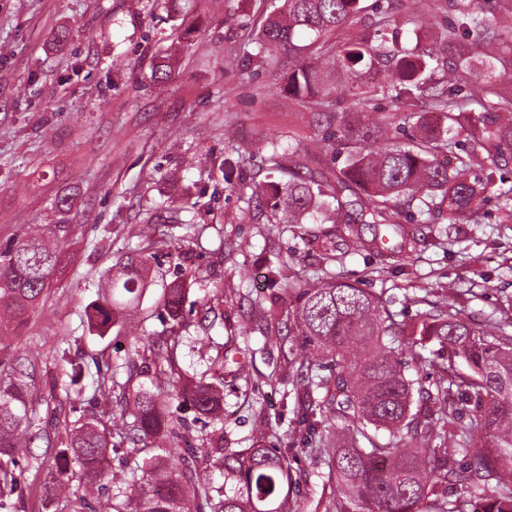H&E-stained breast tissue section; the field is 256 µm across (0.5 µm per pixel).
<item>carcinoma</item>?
<instances>
[{
  "instance_id": "obj_1",
  "label": "carcinoma",
  "mask_w": 512,
  "mask_h": 512,
  "mask_svg": "<svg viewBox=\"0 0 512 512\" xmlns=\"http://www.w3.org/2000/svg\"><path fill=\"white\" fill-rule=\"evenodd\" d=\"M454 18L438 38L454 50L455 62L436 79L429 51L388 45L384 22L374 32L341 45L337 34L361 13V0H283L280 9L258 35L257 55L288 52L297 63L288 69L287 90L300 104L332 106L331 95L343 91L360 95L363 73L388 65L391 79L380 92L406 108L403 121H414L416 136L407 146L374 144L389 138L390 123L375 122L353 108L326 112L336 128V141L346 149L343 167L331 173L313 169L307 155L289 143H271L266 161L279 167L280 151L296 157L288 180L270 183L259 194L280 213L281 224L309 220L372 228L371 243L393 254L408 247L393 213L430 224L442 214L448 222L466 218L480 223L488 187L495 188L502 220L512 223V181L494 174L509 165L512 152V101L497 99L493 86L479 97H462L458 82L471 76L475 64L489 70L500 54H512V24L491 25L480 0H448ZM480 33L476 44L459 45L462 33ZM444 82L438 93L430 85ZM430 98L432 110L443 116L435 124L415 112L417 100ZM73 200H55L58 221L47 225L59 237L66 230ZM60 250L42 237L25 238L0 249V346L27 323L43 302L59 271ZM156 255L133 249L116 264L97 298L88 302L80 324L103 339L117 327L125 332L131 352L140 355L146 318L138 315ZM278 292L256 303L267 325L268 339H281L283 320L303 337V348L292 353L296 367L295 399L306 409L309 454L324 469V485L331 487L324 512H512V301L480 319L448 303L440 292L423 288L408 295L418 306L419 335L448 347L438 364L434 387L425 388L410 370L435 364L425 345L406 348L403 335L383 295L358 286L328 282L322 277L301 286L280 268L273 273ZM301 292V302L289 309L287 300ZM188 291L179 279L162 283L160 302L165 315L182 321ZM277 332L271 336V332ZM179 340L155 353L150 383L133 384L130 366L118 364L97 379L98 396L121 406L122 426L112 430L90 416L64 427L65 438L53 452V470L45 484L49 496L69 499L73 475L86 488L112 484L111 493L83 500L87 512H292L285 509L298 483L288 457L270 448L224 451L208 449L224 470V481L236 483L224 493L211 476L190 466L168 470L159 456L140 458L149 448L166 445L172 420L157 390L176 374ZM206 369L187 377L175 397L201 415L224 424L223 391L226 379L246 378L240 346H214ZM71 367L70 386L82 382L85 367L62 351ZM327 375H321V371ZM473 404L468 412L457 401ZM344 431L333 439L318 431L324 423ZM36 415L30 385L22 371L0 380V509L4 494L15 489L9 466L24 446ZM482 434L486 443L473 444ZM123 450L133 464L112 475L102 461Z\"/></svg>"
}]
</instances>
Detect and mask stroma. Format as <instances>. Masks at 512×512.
Segmentation results:
<instances>
[{
    "instance_id": "35a3bbf8",
    "label": "stroma",
    "mask_w": 512,
    "mask_h": 512,
    "mask_svg": "<svg viewBox=\"0 0 512 512\" xmlns=\"http://www.w3.org/2000/svg\"><path fill=\"white\" fill-rule=\"evenodd\" d=\"M280 0H0V244L55 223V197L74 204L60 248L62 269L42 308L0 352V372L17 363L18 349L35 356L34 405L40 429L56 436L66 422L88 413L110 423L120 407L94 401L92 386L66 394L69 382L59 352L72 348L100 368L123 363L126 336L98 340L84 334L80 314L119 257L142 246L162 256H182L180 277L193 307L179 324L163 322L159 288L141 309L145 345L168 337L212 336L251 350L247 379L224 388V446L232 451L262 444L288 455L299 476L291 496L298 512H314L322 480L306 450L305 411L291 392L284 349L253 329V299L270 293L268 261L295 271L321 272L339 282L382 294L405 324L417 320L408 286L455 297L473 317L512 297V224L497 221L494 200L482 223L406 221L418 245L398 261L371 246L350 245L335 263L319 260L334 224L277 229L266 204L250 201V187L280 181L263 158L270 143L294 139L313 151L314 166L342 167L332 130L316 125L312 110L284 92L291 65L249 56L255 36ZM364 18L345 37L369 31L390 17V36L446 59L437 41L451 20L448 0H362ZM66 40H59V33ZM169 78L152 79L155 63ZM237 172L225 179L224 161ZM223 292L224 320L204 321V305ZM185 427L163 454L167 467H184L185 447L196 448V467L209 468L204 438L212 428L187 405L169 401ZM51 460L43 440L23 449L14 469L11 499L21 512H79L82 488L69 504L48 502L44 485Z\"/></svg>"
}]
</instances>
